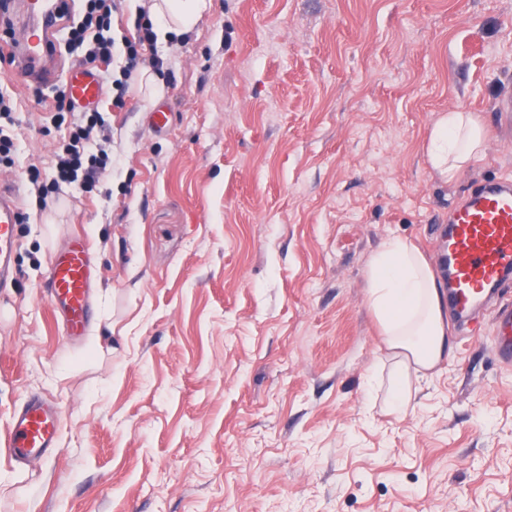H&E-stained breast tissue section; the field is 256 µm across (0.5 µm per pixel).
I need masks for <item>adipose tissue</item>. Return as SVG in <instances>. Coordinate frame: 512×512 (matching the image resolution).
<instances>
[{"instance_id": "ef3b65f1", "label": "adipose tissue", "mask_w": 512, "mask_h": 512, "mask_svg": "<svg viewBox=\"0 0 512 512\" xmlns=\"http://www.w3.org/2000/svg\"><path fill=\"white\" fill-rule=\"evenodd\" d=\"M205 7L206 0H154L151 12L163 18L162 33L180 34L194 27ZM485 139L476 113H440L428 136V163L443 180L453 181L482 157ZM367 280L369 307L397 359L390 397L393 410L401 413L411 399L412 379L425 376L448 355L443 284L424 253L403 238L390 240L371 257Z\"/></svg>"}]
</instances>
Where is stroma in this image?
<instances>
[{"label": "stroma", "instance_id": "1", "mask_svg": "<svg viewBox=\"0 0 512 512\" xmlns=\"http://www.w3.org/2000/svg\"><path fill=\"white\" fill-rule=\"evenodd\" d=\"M149 0H120L136 40ZM155 82L98 65L110 162L91 191L55 173L64 127L44 85L0 89L19 123L11 166L27 216L0 288V512H512V364L499 301L450 321L452 349L390 406L393 360L367 302L394 237L435 260L448 213L512 181V0H208L185 34L143 51ZM167 114L156 127L151 114ZM477 113L484 157L451 182L426 158L439 113ZM91 245L92 320L65 336L47 300L55 248ZM31 395L62 408L52 454L5 451ZM493 335L501 359L512 362V305L499 306L494 319Z\"/></svg>", "mask_w": 512, "mask_h": 512}]
</instances>
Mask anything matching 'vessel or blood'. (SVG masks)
<instances>
[{"label": "vessel or blood", "instance_id": "obj_1", "mask_svg": "<svg viewBox=\"0 0 512 512\" xmlns=\"http://www.w3.org/2000/svg\"><path fill=\"white\" fill-rule=\"evenodd\" d=\"M53 0H24L26 39L0 45L12 55L27 82L49 83L58 73L55 56L57 14ZM68 98L78 107L97 106L104 96L96 70L72 68L66 78ZM22 208L14 189L0 185V286L11 277L19 247ZM448 273V304L458 319L469 318L496 288L512 279V182L488 181L472 189L450 213L448 232L437 254ZM97 278L88 242L69 238L47 272L49 301L61 314L67 336L84 334L91 320V291ZM493 335L504 362H512V305L498 307ZM61 409L51 399L29 398L12 417L6 452L16 459H36L55 448Z\"/></svg>", "mask_w": 512, "mask_h": 512}]
</instances>
